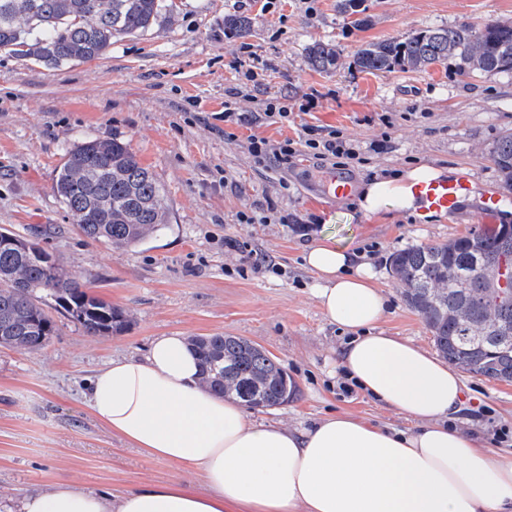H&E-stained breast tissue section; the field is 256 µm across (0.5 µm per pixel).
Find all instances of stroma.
Returning <instances> with one entry per match:
<instances>
[{
  "mask_svg": "<svg viewBox=\"0 0 512 512\" xmlns=\"http://www.w3.org/2000/svg\"><path fill=\"white\" fill-rule=\"evenodd\" d=\"M364 27L338 13L336 0H173V12L145 35L114 43L101 58L57 69L0 54V228L37 236L88 292L125 314L109 336L86 335L55 315L57 332L43 348L0 347V512L25 494L68 481L120 495L181 481L200 490V476L149 458L91 412L88 378L115 358L143 356L154 337L242 336L273 356L297 383L288 404L252 411L253 420L308 427L347 410L374 425L408 428L402 416L361 391L345 393L337 365L349 332L331 324L314 296L316 277L303 252L321 235L340 246L369 248L375 284L387 298L379 327L434 351L421 318L403 302L392 255L411 245L443 243L475 231L471 207L432 221L387 206L370 219L355 196H327L330 168L307 156L290 167L258 162L251 136L298 139L306 125L340 130L362 158L355 184L412 165L454 168L481 193L499 187L490 151L512 133V74L460 75L456 62L424 71L370 74L353 58L367 41L402 40L414 31L512 22V0H362ZM252 19L247 36L224 18ZM329 42L337 63L312 68L308 48ZM258 60L246 80L248 56ZM288 108L286 122L262 119L267 102ZM232 107L242 123L224 121ZM387 151H377L383 137ZM89 137L130 143L167 191L169 222L143 244L115 248L77 234L54 190L68 147ZM274 207L267 224L242 214ZM309 225V233L298 225ZM234 239L274 256L283 272L240 276ZM463 403L482 406L463 431L487 447L512 450V384L463 374Z\"/></svg>",
  "mask_w": 512,
  "mask_h": 512,
  "instance_id": "1",
  "label": "stroma"
}]
</instances>
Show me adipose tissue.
<instances>
[{
  "label": "adipose tissue",
  "mask_w": 512,
  "mask_h": 512,
  "mask_svg": "<svg viewBox=\"0 0 512 512\" xmlns=\"http://www.w3.org/2000/svg\"><path fill=\"white\" fill-rule=\"evenodd\" d=\"M445 170L419 165L367 182L363 217L384 205L422 217L418 183ZM326 318L350 331L340 366L365 395L402 414L410 429L348 413L308 428L251 419L244 406L203 388L185 336L155 337L144 356L111 360L94 376L92 413L143 454L201 474L204 492L179 483L120 496L54 484L25 495L18 512H512V452L485 447L455 426L459 373L425 350L378 330L386 298L372 268L323 236L303 254Z\"/></svg>",
  "instance_id": "adipose-tissue-1"
}]
</instances>
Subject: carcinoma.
<instances>
[{"mask_svg":"<svg viewBox=\"0 0 512 512\" xmlns=\"http://www.w3.org/2000/svg\"><path fill=\"white\" fill-rule=\"evenodd\" d=\"M170 0H0V52L48 68L103 56L118 39L151 31L170 13ZM224 27L244 36L251 18L224 17ZM460 62V71L512 74V23L468 22L427 28L405 41H368L354 64L369 73L396 67L422 71ZM335 46L316 42L309 60L316 70L336 64ZM501 188L512 191V134L491 152ZM56 192L72 225L86 239L115 247L139 244L168 223L166 191L130 144L87 138L66 152ZM0 347L33 351L56 333L48 311L75 320L89 336L122 329L123 311L90 295L77 276L32 238L0 231ZM512 258V224L433 245L399 250L392 269L406 305L432 333L452 365L488 380L512 383V296L495 299L492 283ZM202 387L251 409L276 408L298 396L296 382L263 349L241 336H194Z\"/></svg>","mask_w":512,"mask_h":512,"instance_id":"obj_1","label":"carcinoma"}]
</instances>
